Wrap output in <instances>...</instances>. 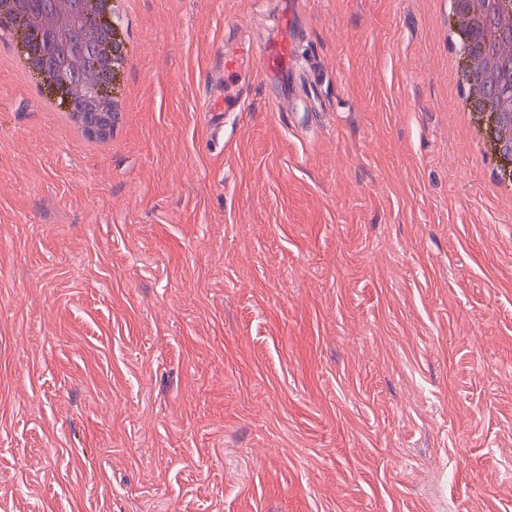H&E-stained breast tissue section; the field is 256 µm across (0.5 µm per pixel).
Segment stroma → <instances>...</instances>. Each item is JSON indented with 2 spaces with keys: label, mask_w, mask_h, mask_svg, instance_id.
I'll return each instance as SVG.
<instances>
[{
  "label": "stroma",
  "mask_w": 512,
  "mask_h": 512,
  "mask_svg": "<svg viewBox=\"0 0 512 512\" xmlns=\"http://www.w3.org/2000/svg\"><path fill=\"white\" fill-rule=\"evenodd\" d=\"M281 2L131 0L106 150L0 40V512H512V200L448 0H301L312 97L224 71Z\"/></svg>",
  "instance_id": "1"
}]
</instances>
